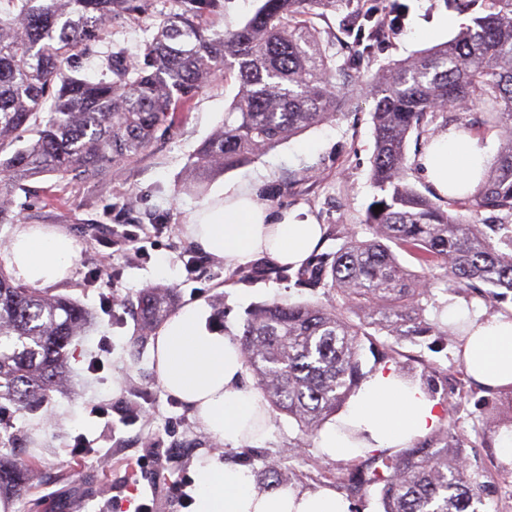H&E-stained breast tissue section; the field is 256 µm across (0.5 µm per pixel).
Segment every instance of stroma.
I'll return each instance as SVG.
<instances>
[{"instance_id": "1", "label": "stroma", "mask_w": 512, "mask_h": 512, "mask_svg": "<svg viewBox=\"0 0 512 512\" xmlns=\"http://www.w3.org/2000/svg\"><path fill=\"white\" fill-rule=\"evenodd\" d=\"M402 2L407 7L404 23L389 41L372 48L371 69L447 41L470 21L469 13L448 11L443 0ZM257 6L258 0H217L200 21L216 31L232 29L251 17ZM177 9L176 0H148L144 13L113 21L110 33L83 60V74L101 78L105 56L121 49L142 57L155 22ZM347 12L343 6L315 21L336 57L340 86L355 77L351 61L360 50L353 39L339 37L338 22ZM445 17L450 20L448 27L439 28ZM237 90L236 83L217 78L203 84L184 118L158 133L133 161L114 164L107 181L46 175L26 182L13 195L15 224L53 228L72 241L75 255L69 277L46 291L84 306L92 320L75 337L76 355L48 402L31 411L0 398V441L13 459L26 461L31 439H39L43 446L40 467L32 472L26 493L19 498L1 494L0 512H132L142 502L152 512H189L187 497L196 488L188 480L195 464L217 452L230 465L247 466L254 487L265 486L268 468L276 463L290 474L292 488L329 487L350 502L351 512H380L377 485L357 493L349 485L350 473L368 465V453L325 456L317 439L299 444L297 426L284 417L270 420L269 435L258 446L224 449L189 408L161 386L152 368L153 340L136 341L138 297L156 285L173 288V311L203 303L210 311L208 326L233 333L241 330L247 311L255 305L320 299V292L294 287L273 275L250 278L252 267H273L268 257L228 266L191 240L186 226L192 214L224 186L248 183L273 211H293L299 218L326 226L343 225L358 238L367 236L361 220L373 198L374 138L372 101L364 96L335 120L305 131L254 163L216 175L201 191L183 190L191 156L220 124ZM118 225L139 236L140 253H133L113 235ZM104 257L109 260L107 272L94 276ZM443 275L439 267L427 272L434 284L426 310L429 320L439 321L451 303L485 309V301L477 296L448 291ZM401 351L443 369L435 398L464 441L468 465L483 475L486 489L478 512H512V478H504L497 468V421L505 412L503 396L485 393L470 382L455 344L434 345L415 337L404 341ZM94 356L101 363L92 371L88 363ZM462 386L468 391L464 398L458 395ZM97 403L124 414L135 404L141 410L135 420L115 424L91 416ZM80 434L90 445L78 450L73 439ZM103 453L109 457L105 465L98 461ZM154 455L166 457V464H150ZM180 479L187 483L183 500L172 491L173 482Z\"/></svg>"}]
</instances>
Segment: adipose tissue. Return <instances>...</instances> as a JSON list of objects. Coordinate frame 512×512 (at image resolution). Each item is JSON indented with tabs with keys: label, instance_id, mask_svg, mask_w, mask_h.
Segmentation results:
<instances>
[{
	"label": "adipose tissue",
	"instance_id": "adipose-tissue-1",
	"mask_svg": "<svg viewBox=\"0 0 512 512\" xmlns=\"http://www.w3.org/2000/svg\"><path fill=\"white\" fill-rule=\"evenodd\" d=\"M487 162V151L476 137L453 129L436 133L418 158L443 197L474 191ZM187 229L204 252L225 262L242 263L264 254L295 267L323 237L321 225L286 212L272 214L245 184L224 188L195 212ZM73 256L65 235L20 224L5 261L16 281L47 286L66 278ZM208 315L205 306L189 304L162 326L153 352L156 376L226 447L259 444L268 435L266 406L242 384L245 365L236 342L220 329L206 328ZM442 319L469 322L472 332L462 360L473 380L489 391L512 395V316L452 305ZM438 420L437 400L402 385L393 366H382L364 381L348 412L321 430L319 446L330 456L404 448L431 433ZM193 482L197 492L191 512H350L347 502L328 488L257 493L248 468L229 465L216 454L198 461Z\"/></svg>",
	"mask_w": 512,
	"mask_h": 512
}]
</instances>
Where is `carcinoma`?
I'll return each mask as SVG.
<instances>
[{"label":"carcinoma","mask_w":512,"mask_h":512,"mask_svg":"<svg viewBox=\"0 0 512 512\" xmlns=\"http://www.w3.org/2000/svg\"><path fill=\"white\" fill-rule=\"evenodd\" d=\"M213 2L187 0L161 18L146 47L148 66L113 53L106 60L112 78L90 81L76 70L78 60L112 19L142 10L138 0H0L1 224L13 220L12 193L29 179H104L113 162L138 157L218 72L238 91L191 158L185 189L336 117L346 98L333 92L332 57L312 18L354 0H260L250 18L225 32L197 21L198 10ZM444 3L476 15L447 41L367 74L376 194L362 224L372 238L330 229L329 237L343 240L338 250H316L300 268L282 271L297 287L322 289L326 300L256 305L235 337L263 401L295 421L304 439L358 390L366 348L375 361L394 363L406 386L437 392L438 365L402 361L397 346L409 336L462 338L468 326L425 317L433 288L425 270L443 268L455 292L488 303L501 299L495 289L512 291V222L499 217H512V0ZM405 12L395 4L376 19L358 5L340 20L343 34L363 46L355 68L396 33ZM462 103L479 110L500 149L474 192L435 202L409 181L407 138ZM399 250L421 271L405 266ZM171 300L169 288L140 294V337L167 318ZM87 320L80 305L15 284L0 270V397L22 408L48 398L67 367L72 336ZM462 448L448 422L393 455L373 456L380 466L370 474L359 469L349 481L357 489L381 485L382 512H476L485 485L467 469ZM29 472L0 460V492L22 491Z\"/></svg>","instance_id":"1"}]
</instances>
